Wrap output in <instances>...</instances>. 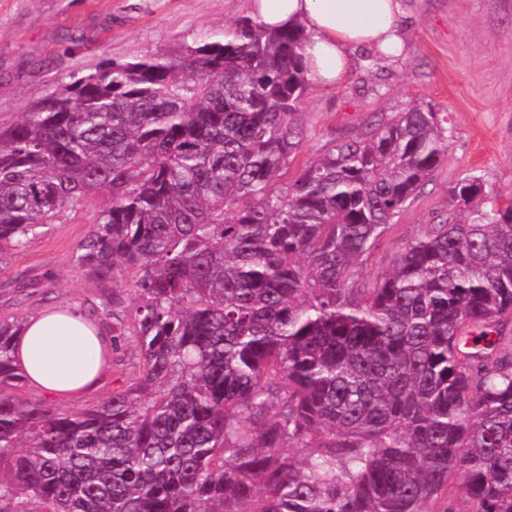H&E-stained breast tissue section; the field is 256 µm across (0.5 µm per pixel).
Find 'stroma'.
I'll return each mask as SVG.
<instances>
[{
	"instance_id": "stroma-1",
	"label": "stroma",
	"mask_w": 512,
	"mask_h": 512,
	"mask_svg": "<svg viewBox=\"0 0 512 512\" xmlns=\"http://www.w3.org/2000/svg\"><path fill=\"white\" fill-rule=\"evenodd\" d=\"M404 9L401 55L353 53L340 84L312 87L302 105L304 142L288 165L297 175L337 142L415 104L443 116L447 154L376 256L360 265L366 281L391 271L422 225L450 212L449 185L475 176L512 200V0H405ZM249 13L250 0H0V127L16 124L72 74L175 52ZM101 203L90 198L0 270V315L23 320L98 300V285L71 256ZM21 277L30 283L22 302Z\"/></svg>"
}]
</instances>
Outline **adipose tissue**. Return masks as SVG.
<instances>
[{
	"mask_svg": "<svg viewBox=\"0 0 512 512\" xmlns=\"http://www.w3.org/2000/svg\"><path fill=\"white\" fill-rule=\"evenodd\" d=\"M251 15L264 27L300 28L307 35L305 75L332 86L349 67V53L367 48L401 51L402 0H250ZM112 341L78 309L56 306L26 319L15 343V359L30 384L52 399H71L94 389Z\"/></svg>",
	"mask_w": 512,
	"mask_h": 512,
	"instance_id": "ef3b65f1",
	"label": "adipose tissue"
}]
</instances>
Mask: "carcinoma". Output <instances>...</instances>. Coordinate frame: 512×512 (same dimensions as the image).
<instances>
[{"label":"carcinoma","instance_id":"obj_1","mask_svg":"<svg viewBox=\"0 0 512 512\" xmlns=\"http://www.w3.org/2000/svg\"><path fill=\"white\" fill-rule=\"evenodd\" d=\"M305 39L244 16L0 129V267L108 195L72 262L121 367L62 411L0 316V512H512V202L458 181L452 216L360 280L447 136L416 104L277 187Z\"/></svg>","mask_w":512,"mask_h":512}]
</instances>
